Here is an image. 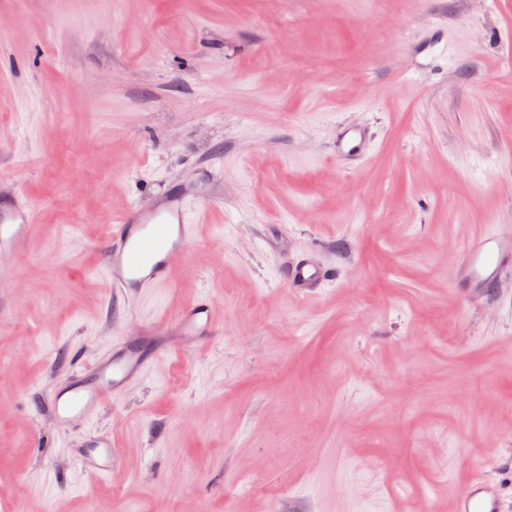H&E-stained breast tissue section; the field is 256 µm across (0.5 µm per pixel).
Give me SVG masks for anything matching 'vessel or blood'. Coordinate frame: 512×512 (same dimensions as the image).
Listing matches in <instances>:
<instances>
[{
    "label": "vessel or blood",
    "mask_w": 512,
    "mask_h": 512,
    "mask_svg": "<svg viewBox=\"0 0 512 512\" xmlns=\"http://www.w3.org/2000/svg\"><path fill=\"white\" fill-rule=\"evenodd\" d=\"M365 139L363 131L341 129L336 137L337 157L358 163ZM35 219L36 214L27 202L0 206V252L22 255ZM194 237L186 198L172 197L147 209L134 208L111 226L102 244L106 278L118 292L164 287ZM459 270L461 285L471 298L492 292L502 276L512 271V235L475 236L463 250ZM336 277V270L306 259L288 268L284 286L307 297ZM214 310L212 298L201 297L185 308L173 325H161L128 337L112 354L73 374L67 384L54 387L48 396L51 421L68 428L81 425L147 367L172 352L206 346L217 324ZM72 455L82 473L94 481L111 475L117 462L111 436L92 430L83 434ZM502 500V482L478 477L467 495L459 499L457 512H500Z\"/></svg>",
    "instance_id": "obj_1"
}]
</instances>
